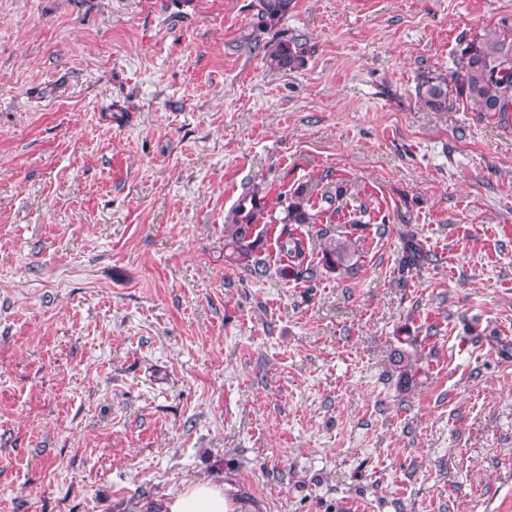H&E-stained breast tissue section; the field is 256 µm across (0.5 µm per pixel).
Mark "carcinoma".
I'll return each mask as SVG.
<instances>
[{"label":"carcinoma","instance_id":"obj_1","mask_svg":"<svg viewBox=\"0 0 512 512\" xmlns=\"http://www.w3.org/2000/svg\"><path fill=\"white\" fill-rule=\"evenodd\" d=\"M259 24L273 25L283 19L293 8V0H255ZM270 67L279 70H296L305 64L302 45L296 41L279 42L266 51ZM416 94L422 104L434 112H455L461 101L477 106L480 112H493L502 118L512 112V20L504 19L488 37L466 42L448 73L427 74L416 86ZM345 194L343 188L335 193L326 192L321 202L311 201L307 189L299 187L294 192L281 219L282 228L277 237L278 249L286 259L280 275L288 277L314 278L317 270L305 264L306 251L303 239L293 228L295 224H322L341 212L335 202ZM267 209V203L259 191L246 188L240 202L228 214L224 224V250L226 258L234 264L262 277L267 272L263 259L259 258V241L263 235L259 221ZM322 252V266L329 271L345 269L350 246L336 239L331 229L321 228L317 232ZM429 262V255L414 239H409L402 252L400 267L403 271L419 270ZM408 352L399 349L391 357L392 371L396 373L397 386L406 391L412 385V372Z\"/></svg>","mask_w":512,"mask_h":512}]
</instances>
